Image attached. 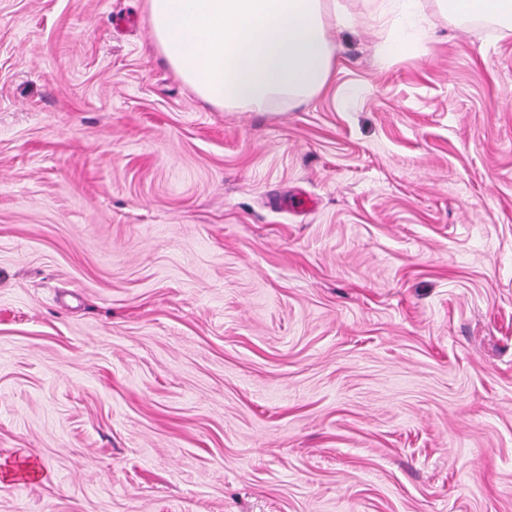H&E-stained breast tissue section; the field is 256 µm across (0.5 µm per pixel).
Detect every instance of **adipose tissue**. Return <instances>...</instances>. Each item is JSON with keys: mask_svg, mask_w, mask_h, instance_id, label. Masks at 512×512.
<instances>
[{"mask_svg": "<svg viewBox=\"0 0 512 512\" xmlns=\"http://www.w3.org/2000/svg\"><path fill=\"white\" fill-rule=\"evenodd\" d=\"M458 19L512 24V0H438ZM152 32L174 72L224 109L294 108L327 86L332 32L344 23L336 0H146ZM393 52L409 53L420 0H382L377 13Z\"/></svg>", "mask_w": 512, "mask_h": 512, "instance_id": "adipose-tissue-1", "label": "adipose tissue"}]
</instances>
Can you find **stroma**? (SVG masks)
I'll return each instance as SVG.
<instances>
[{
  "instance_id": "stroma-1",
  "label": "stroma",
  "mask_w": 512,
  "mask_h": 512,
  "mask_svg": "<svg viewBox=\"0 0 512 512\" xmlns=\"http://www.w3.org/2000/svg\"><path fill=\"white\" fill-rule=\"evenodd\" d=\"M218 110L145 0H0V512H512V29Z\"/></svg>"
}]
</instances>
